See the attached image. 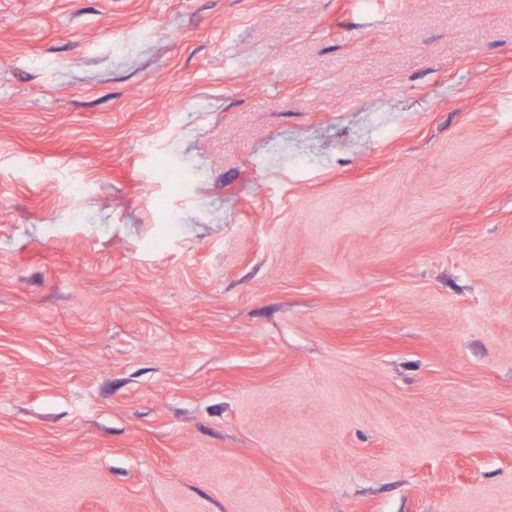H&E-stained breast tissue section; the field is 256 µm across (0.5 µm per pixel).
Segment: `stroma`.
<instances>
[{"label":"stroma","mask_w":512,"mask_h":512,"mask_svg":"<svg viewBox=\"0 0 512 512\" xmlns=\"http://www.w3.org/2000/svg\"><path fill=\"white\" fill-rule=\"evenodd\" d=\"M0 512H512V0H0Z\"/></svg>","instance_id":"obj_1"}]
</instances>
